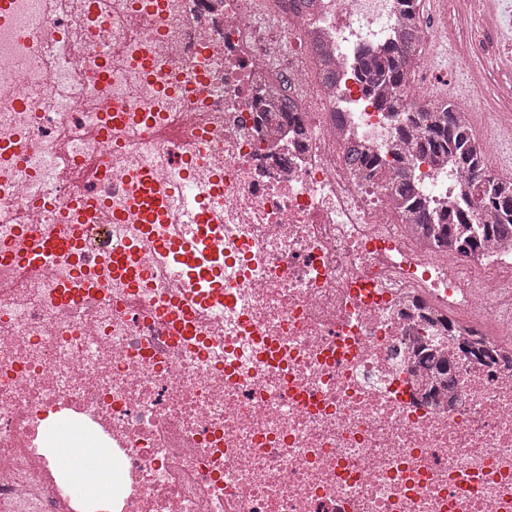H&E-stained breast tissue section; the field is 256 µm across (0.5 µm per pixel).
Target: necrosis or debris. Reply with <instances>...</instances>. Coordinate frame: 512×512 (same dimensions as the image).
<instances>
[{
  "instance_id": "4bbe7bcc",
  "label": "necrosis or debris",
  "mask_w": 512,
  "mask_h": 512,
  "mask_svg": "<svg viewBox=\"0 0 512 512\" xmlns=\"http://www.w3.org/2000/svg\"><path fill=\"white\" fill-rule=\"evenodd\" d=\"M512 45V0H448ZM405 0H10L0 12V512H512V242L474 179L404 142L438 74L380 109L357 61ZM187 182L167 222L143 171ZM85 197L68 207L67 198ZM207 208L212 221L195 215ZM75 248L19 263L49 229ZM199 244L201 279L160 240ZM127 255L129 273L112 270ZM55 415L122 485L73 495ZM170 208V194L160 192L148 172L142 174V192L139 211L142 223L157 224L165 221Z\"/></svg>"
}]
</instances>
